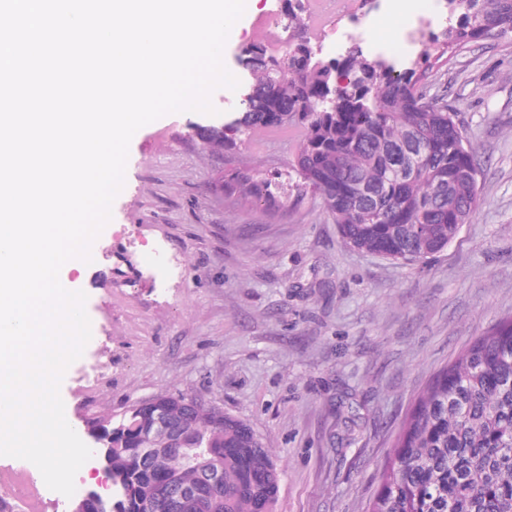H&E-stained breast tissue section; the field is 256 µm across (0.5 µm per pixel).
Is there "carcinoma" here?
<instances>
[{
  "mask_svg": "<svg viewBox=\"0 0 512 512\" xmlns=\"http://www.w3.org/2000/svg\"><path fill=\"white\" fill-rule=\"evenodd\" d=\"M448 2V26L398 69L358 48L326 60L308 40L278 53L252 45L238 116L201 138L234 148L260 127L297 129L291 168L300 192L321 199L345 246L408 263L444 251L477 207L480 159L456 112L426 84L448 50L512 34V0ZM268 186L237 172L219 189L237 202L272 204ZM183 400L161 392L94 426L97 456L112 475L110 512H170L168 488L203 482L196 448L211 450L222 487L178 512H273L279 472L251 426L214 406L189 415ZM158 413L177 434L154 425ZM366 512H512V317L435 373Z\"/></svg>",
  "mask_w": 512,
  "mask_h": 512,
  "instance_id": "1",
  "label": "carcinoma"
}]
</instances>
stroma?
<instances>
[{
	"label": "stroma",
	"instance_id": "obj_1",
	"mask_svg": "<svg viewBox=\"0 0 512 512\" xmlns=\"http://www.w3.org/2000/svg\"><path fill=\"white\" fill-rule=\"evenodd\" d=\"M255 0L227 40L238 78ZM481 158L479 206L443 252L410 265L346 247L313 194L276 205L215 190L240 169L288 174L295 144L211 149L197 128L237 110L171 113L135 134L127 188L70 270L91 339L60 396L81 440L169 391L247 420L281 472L273 512H366L406 413L433 374L512 316V36L451 54L434 86Z\"/></svg>",
	"mask_w": 512,
	"mask_h": 512
}]
</instances>
